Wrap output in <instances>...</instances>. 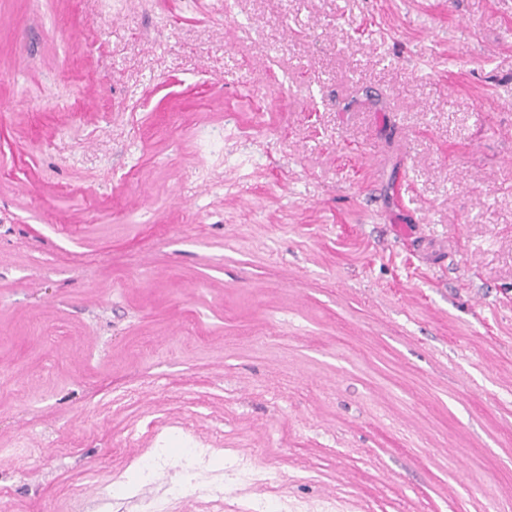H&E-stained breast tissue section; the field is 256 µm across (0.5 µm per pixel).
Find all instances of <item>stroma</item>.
I'll return each instance as SVG.
<instances>
[{
	"mask_svg": "<svg viewBox=\"0 0 512 512\" xmlns=\"http://www.w3.org/2000/svg\"><path fill=\"white\" fill-rule=\"evenodd\" d=\"M180 7L0 0V504L512 512V0ZM236 454L232 464V475L238 483H248L256 480L257 471L253 454L243 453L235 448Z\"/></svg>",
	"mask_w": 512,
	"mask_h": 512,
	"instance_id": "obj_1",
	"label": "stroma"
}]
</instances>
